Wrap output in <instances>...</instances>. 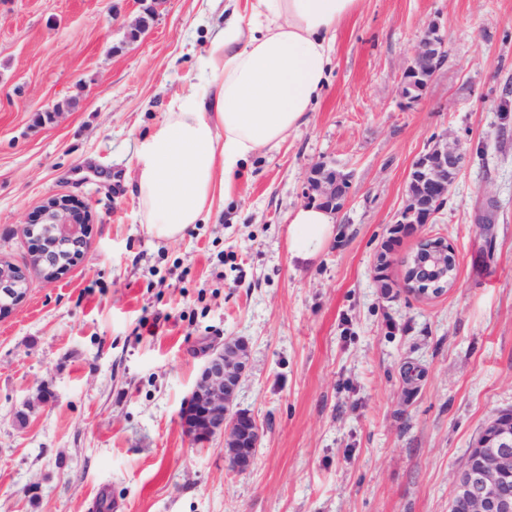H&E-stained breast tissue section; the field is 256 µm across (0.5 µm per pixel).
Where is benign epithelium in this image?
<instances>
[{
  "label": "benign epithelium",
  "mask_w": 512,
  "mask_h": 512,
  "mask_svg": "<svg viewBox=\"0 0 512 512\" xmlns=\"http://www.w3.org/2000/svg\"><path fill=\"white\" fill-rule=\"evenodd\" d=\"M445 59V37L439 26L431 23L403 70L397 97L406 104L418 101ZM463 162L459 143L436 138L411 166L406 203L395 221L396 230L415 232L434 223ZM351 185V172L332 162H318L308 173L305 198L310 204L338 213L348 202ZM86 222L85 211L70 198H50L41 206L30 233L39 242L33 260L40 266L44 282H55L78 248L86 244ZM455 281V253L448 241L420 236L417 249L406 261L403 287L417 297H436ZM26 283L23 270L0 267V314L21 304ZM248 357L245 342L226 340L207 358L180 412L182 428L193 443L204 444L221 432L226 449L244 444L254 452L259 447L255 419L234 409ZM460 504L464 512H512V412L491 418L468 453L453 484L449 512H456Z\"/></svg>",
  "instance_id": "1"
}]
</instances>
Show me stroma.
Listing matches in <instances>:
<instances>
[{
    "mask_svg": "<svg viewBox=\"0 0 512 512\" xmlns=\"http://www.w3.org/2000/svg\"><path fill=\"white\" fill-rule=\"evenodd\" d=\"M0 0V262L29 263L39 207L86 208L87 244L54 283L31 275L0 315V512H448L488 421L512 410V0H361L336 30L313 112L248 158L219 220L147 230L142 137L197 82L219 0ZM447 60L422 100L395 89L422 30ZM458 138L464 166L427 234L453 288L401 283L417 239L375 279L413 160ZM353 174L307 261L288 227L308 171ZM156 333H149L153 320ZM250 350L235 407L260 428L252 468L179 420L211 349Z\"/></svg>",
    "mask_w": 512,
    "mask_h": 512,
    "instance_id": "stroma-1",
    "label": "stroma"
}]
</instances>
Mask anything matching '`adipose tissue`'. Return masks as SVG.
Listing matches in <instances>:
<instances>
[{"mask_svg":"<svg viewBox=\"0 0 512 512\" xmlns=\"http://www.w3.org/2000/svg\"><path fill=\"white\" fill-rule=\"evenodd\" d=\"M361 0H254L212 38L200 76L206 94L174 99L157 130L143 138L135 175L147 229L175 240L220 214L241 161L283 141L321 94L337 24ZM333 215L299 208L291 249L307 259Z\"/></svg>","mask_w":512,"mask_h":512,"instance_id":"1","label":"adipose tissue"}]
</instances>
